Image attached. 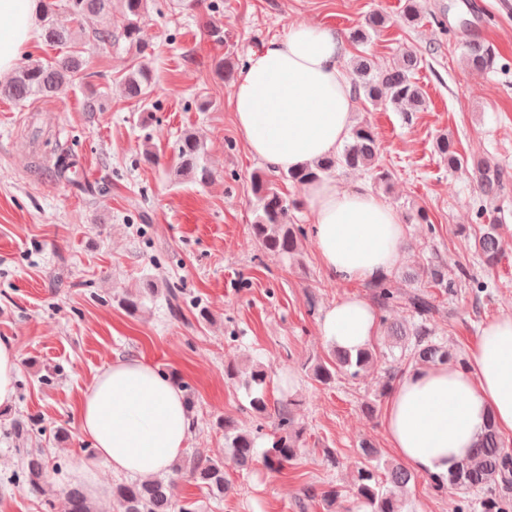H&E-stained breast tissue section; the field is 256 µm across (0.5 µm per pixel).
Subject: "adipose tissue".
Here are the masks:
<instances>
[{
	"instance_id": "obj_1",
	"label": "adipose tissue",
	"mask_w": 512,
	"mask_h": 512,
	"mask_svg": "<svg viewBox=\"0 0 512 512\" xmlns=\"http://www.w3.org/2000/svg\"><path fill=\"white\" fill-rule=\"evenodd\" d=\"M36 0H0V77L36 32ZM336 29L306 21L254 52L231 98L249 152L288 171L337 154L353 124V82ZM314 243L325 272L346 282L375 281L404 258L405 226L364 187L324 178L305 186ZM320 331L349 350L378 331L375 308L350 294L323 314ZM512 434V314L483 326L465 366L411 369L391 394L382 426L397 456L422 475H449L468 458L487 421ZM78 428L112 472L148 479L181 457L194 431L182 390L139 358L112 361L82 393Z\"/></svg>"
}]
</instances>
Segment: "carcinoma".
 <instances>
[{
  "label": "carcinoma",
  "instance_id": "carcinoma-1",
  "mask_svg": "<svg viewBox=\"0 0 512 512\" xmlns=\"http://www.w3.org/2000/svg\"><path fill=\"white\" fill-rule=\"evenodd\" d=\"M73 20L79 24L88 19L97 20L90 35L99 44L107 45L122 39L143 53L146 42L138 18L145 8L146 0H119L124 23L119 32L112 30V0H42L43 37L45 41L66 47L72 41V32L53 22L58 3ZM387 18L374 13L368 17L366 27L351 36L360 43L368 39L367 30H377L386 25ZM464 59L469 66L480 71L496 69L498 56L487 43L472 40L463 45ZM422 62L413 51L404 52L394 65L380 67L373 60L362 57L355 64L356 94L376 105L389 103L404 112H415L423 105V94L415 75ZM86 62L79 50H68L45 62L36 61L18 67L12 77L0 81V97H6L18 104L31 99L51 98L64 88L85 79ZM128 96L144 99L149 95L150 73L139 67L125 78ZM440 156L448 161V167L458 168L466 164L457 152L455 141L446 136L436 143ZM179 158L178 171L206 183L213 171L206 158L203 144L194 135L185 133L177 141ZM338 168L365 169L374 175L380 184L391 180V172L378 162V145L373 128L361 123L354 127L351 139L343 150L316 163L281 173V178L294 184L305 185L328 176ZM477 189L487 200L498 197L505 178L504 171L488 162L475 165ZM255 221L251 225L252 236L267 252L281 257L295 254L298 243L293 225L289 224L290 212L302 207V201L284 196L265 176L257 174L252 180ZM477 254L485 264L494 265L500 260L496 225L490 224L475 244ZM427 272L435 286L447 293L454 292L455 280L446 277L444 262L432 260ZM374 297L379 309H386L396 298L395 292L385 280L373 283ZM404 304L411 312L413 323L402 325L382 319L383 333L391 347H409L413 359L422 364H447L454 361V354L448 347L435 340V315L438 309L431 297L423 291H414L404 297ZM378 356L373 347H367L351 354L346 350L332 349L331 357L311 367L313 379L328 385L343 374L355 379L360 373L374 366ZM236 362L230 361L224 367L225 376L233 379L241 374ZM245 375V384L253 391L250 399L251 410L257 415L268 413L265 392L267 374L259 365L251 366ZM293 401L286 399L277 405L275 432L270 446L263 451L265 465L272 471L282 469L298 454L302 429L295 424ZM260 431H236L230 421H224V439L234 464L240 468L249 466L256 454V443ZM20 474L29 484L37 486L51 477L49 459L41 448L19 449ZM360 454L364 459L357 467L354 496L357 508L362 512H405V497L408 485L414 475L399 464L383 462L377 449L363 445ZM175 473H185L197 487L211 495L224 492V460L209 459L205 462L192 461L186 466L173 467ZM429 482L437 493L448 488L484 492L485 512H512V501L500 495V491L512 486V453L493 421H488L480 439L472 450L470 458L449 477L431 476ZM113 500L116 512H197V504L185 501L173 504L167 494V485L161 479L134 480L115 486ZM67 512H94L92 503L80 485L67 492Z\"/></svg>",
  "mask_w": 512,
  "mask_h": 512
}]
</instances>
